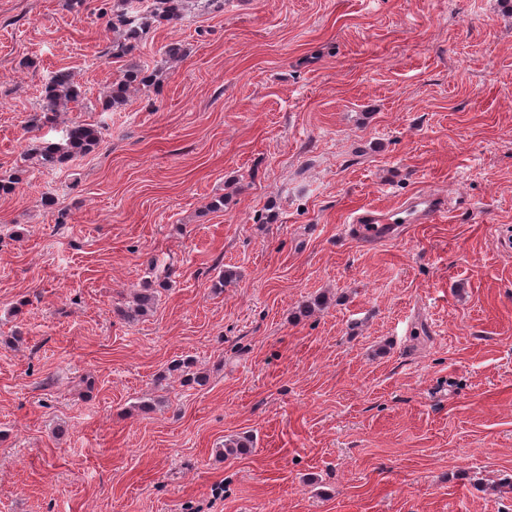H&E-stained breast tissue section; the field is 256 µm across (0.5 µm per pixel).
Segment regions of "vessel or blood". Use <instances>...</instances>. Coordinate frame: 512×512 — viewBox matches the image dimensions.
<instances>
[{
    "label": "vessel or blood",
    "mask_w": 512,
    "mask_h": 512,
    "mask_svg": "<svg viewBox=\"0 0 512 512\" xmlns=\"http://www.w3.org/2000/svg\"><path fill=\"white\" fill-rule=\"evenodd\" d=\"M447 212L444 200L431 194L420 195L393 211L366 208L352 218L354 235L360 242L372 243L387 238L393 225L408 222L430 224Z\"/></svg>",
    "instance_id": "1"
}]
</instances>
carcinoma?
Masks as SVG:
<instances>
[{"label":"carcinoma","instance_id":"1","mask_svg":"<svg viewBox=\"0 0 512 512\" xmlns=\"http://www.w3.org/2000/svg\"><path fill=\"white\" fill-rule=\"evenodd\" d=\"M132 0H113L111 7L99 8L100 16L106 18V24L119 39L112 41V55L122 57L130 54L140 39L144 28L154 21H172L180 19L187 7L194 4L210 8L224 7V0H145L140 9L131 6ZM152 81V75L135 62L127 64L123 77L112 85L107 105L113 107L126 101L127 95L140 86ZM81 90L73 75L58 70L44 87L45 105L41 111L30 118V125L38 130L58 124L60 108L77 102ZM99 142V130L91 124L73 122L63 131L62 139L52 141L43 139L28 145L24 151V160L33 161L43 167H57L68 162L75 154L86 152ZM156 289L152 282L146 281L135 294L130 305L118 309L119 315L127 321H135L154 309ZM169 371L177 372L185 383H201L200 377L191 371V364L185 361L173 362ZM251 448L248 437L228 439L224 442V456L233 457L247 452Z\"/></svg>","mask_w":512,"mask_h":512}]
</instances>
